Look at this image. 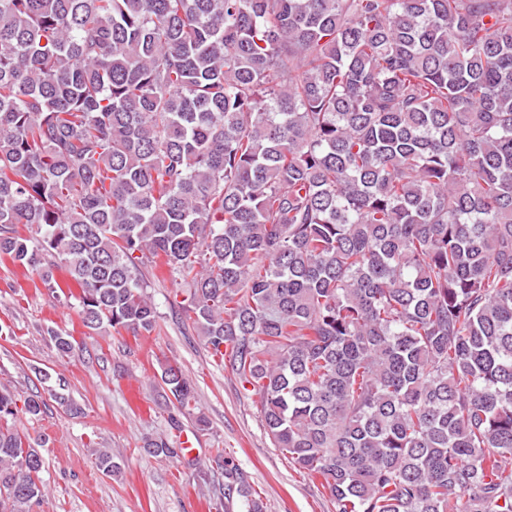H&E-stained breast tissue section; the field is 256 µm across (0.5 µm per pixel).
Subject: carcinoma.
Listing matches in <instances>:
<instances>
[{
  "label": "carcinoma",
  "instance_id": "obj_1",
  "mask_svg": "<svg viewBox=\"0 0 512 512\" xmlns=\"http://www.w3.org/2000/svg\"><path fill=\"white\" fill-rule=\"evenodd\" d=\"M2 255L134 336L162 261L335 512H512V0H0ZM45 409L0 386V512Z\"/></svg>",
  "mask_w": 512,
  "mask_h": 512
}]
</instances>
